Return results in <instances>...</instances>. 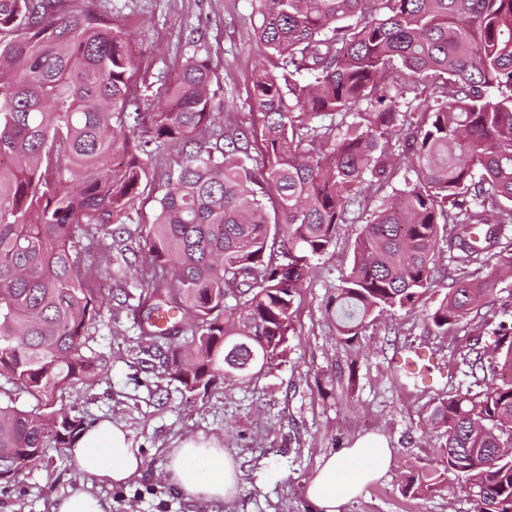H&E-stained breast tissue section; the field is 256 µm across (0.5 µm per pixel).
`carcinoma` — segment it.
Wrapping results in <instances>:
<instances>
[{
    "label": "carcinoma",
    "mask_w": 512,
    "mask_h": 512,
    "mask_svg": "<svg viewBox=\"0 0 512 512\" xmlns=\"http://www.w3.org/2000/svg\"><path fill=\"white\" fill-rule=\"evenodd\" d=\"M60 2L0 0V481L89 426L57 402L98 377L105 311L114 323L132 308L188 392L261 372V338L287 335L310 261L360 199L364 228L328 305L340 334L425 295L450 224L455 268L432 325L493 302L496 283L468 276L494 249L512 265V0H257L258 44L280 64L253 75L255 145L217 127L215 70L197 54L164 83L144 136L128 33ZM396 62L421 86L415 105L391 86ZM323 116L340 122L315 125ZM400 135L416 182L371 210L364 193L389 182ZM166 144L183 160L146 230L148 262L106 298L99 260L136 254L112 219L134 209ZM493 334L494 353L476 342L461 358L489 387L433 403L443 442L404 493L453 475L484 490L486 512H512V322Z\"/></svg>",
    "instance_id": "cac0c4a2"
}]
</instances>
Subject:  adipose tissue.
<instances>
[{
	"instance_id": "ef3b65f1",
	"label": "adipose tissue",
	"mask_w": 512,
	"mask_h": 512,
	"mask_svg": "<svg viewBox=\"0 0 512 512\" xmlns=\"http://www.w3.org/2000/svg\"><path fill=\"white\" fill-rule=\"evenodd\" d=\"M67 453L83 477L123 484L140 475L142 458L129 429L104 419L85 430ZM392 450L378 437L359 439L341 455L323 458L305 495L317 512H345L364 487L382 477ZM241 472L222 440L190 436L168 452L166 481L188 500L224 502L237 492Z\"/></svg>"
}]
</instances>
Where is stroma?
<instances>
[{"mask_svg":"<svg viewBox=\"0 0 512 512\" xmlns=\"http://www.w3.org/2000/svg\"><path fill=\"white\" fill-rule=\"evenodd\" d=\"M93 8L130 35L134 78L143 84L141 109L156 111V92L188 56L209 55L224 110V128L261 130L249 89L257 63L273 67L256 41L255 0H92ZM181 159L178 148L161 147L154 156L156 176L131 216H117L132 236L153 224L165 174ZM363 227L355 215L338 226L328 251L313 268L292 308L290 330L271 368L245 382L216 384L192 393L168 377L142 373L149 353L141 352L132 319L97 328L103 354L100 380L63 396L66 407L96 419L125 423L143 458L140 476L116 486L96 482L94 494L110 512H313L305 487L324 457L340 454L366 434L385 438L393 461L385 475L367 485L346 512H473L456 480L422 496L402 491L409 468L433 461L441 431L431 421L438 398L477 393L483 386L464 374L461 358L474 339L491 343V328L512 317V272L502 258L488 254L477 270L496 282L494 303L437 333L429 315L445 294L451 264L439 244L431 290L412 308L374 313L353 340H345L327 302L349 268ZM426 351L441 373L420 389L402 382L393 368L401 352ZM204 434L223 440L241 472L233 501L186 500L163 478L169 448L185 437ZM48 464L0 482V512H50L53 500L79 480L65 449L48 452Z\"/></svg>","mask_w":512,"mask_h":512,"instance_id":"1","label":"stroma"}]
</instances>
